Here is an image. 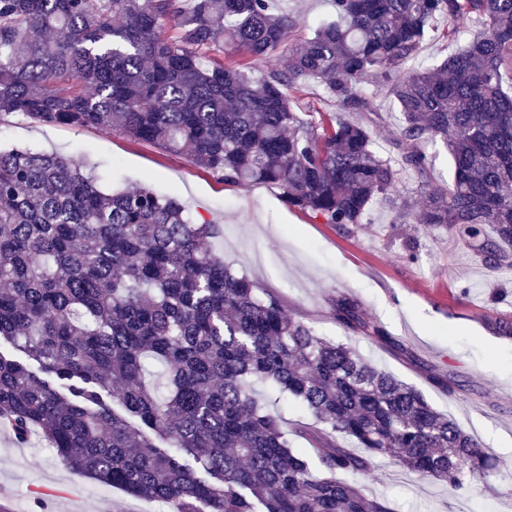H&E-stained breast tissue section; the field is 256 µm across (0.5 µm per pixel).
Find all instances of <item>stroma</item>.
Masks as SVG:
<instances>
[{
	"label": "stroma",
	"mask_w": 512,
	"mask_h": 512,
	"mask_svg": "<svg viewBox=\"0 0 512 512\" xmlns=\"http://www.w3.org/2000/svg\"><path fill=\"white\" fill-rule=\"evenodd\" d=\"M292 15L290 42L310 38L333 13L331 0H271ZM384 118L373 127L382 154L402 121L397 104L365 79ZM27 147L87 158L105 189L141 184L175 195L188 215L220 224L212 250L287 311L327 339L350 344L365 360L415 386L499 460L488 487L456 495L445 483L421 480L391 460L378 464L370 495L395 512H512V340L492 334L488 319L512 316V268L493 269L445 229L399 224L392 205L371 208L348 228L289 209L271 185L236 186L170 153L94 127L45 126L0 114V147ZM339 296L354 298L387 339L347 330L330 313ZM10 512H156L154 503L100 486L55 459L35 440L21 446L0 427V507Z\"/></svg>",
	"instance_id": "1"
}]
</instances>
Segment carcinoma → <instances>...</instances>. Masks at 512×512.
Masks as SVG:
<instances>
[{
	"label": "carcinoma",
	"instance_id": "1",
	"mask_svg": "<svg viewBox=\"0 0 512 512\" xmlns=\"http://www.w3.org/2000/svg\"><path fill=\"white\" fill-rule=\"evenodd\" d=\"M183 2L0 0V112L189 147L195 166L274 185L325 224L362 223L409 169L426 191L404 202L401 223L444 227L512 267V0H332L336 20L258 78L231 55L267 59L295 20L269 0ZM438 18L449 39L471 18L481 28L441 64L408 67ZM211 52L227 62L204 65ZM367 76L402 112L396 162L369 125L305 120L288 96L313 79L376 124ZM438 142L448 186L431 183ZM220 233L172 195L104 191L74 158L0 148V339L59 380L0 356V422L16 443L36 435L69 469L162 512H394L364 483L383 458L453 491L488 483L499 460L474 434L287 314L205 247ZM331 309L354 332L384 335L351 297ZM152 361L162 391L145 380ZM258 385L312 423L288 433Z\"/></svg>",
	"mask_w": 512,
	"mask_h": 512
}]
</instances>
